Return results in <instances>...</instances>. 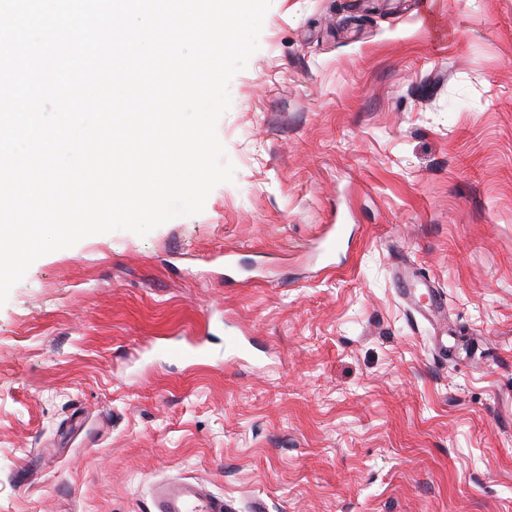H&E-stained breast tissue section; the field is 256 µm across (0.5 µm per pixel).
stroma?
<instances>
[{"mask_svg":"<svg viewBox=\"0 0 512 512\" xmlns=\"http://www.w3.org/2000/svg\"><path fill=\"white\" fill-rule=\"evenodd\" d=\"M229 91L201 213L46 254L0 306V512H151L169 478L238 512H512V0H271Z\"/></svg>","mask_w":512,"mask_h":512,"instance_id":"stroma-1","label":"stroma"}]
</instances>
